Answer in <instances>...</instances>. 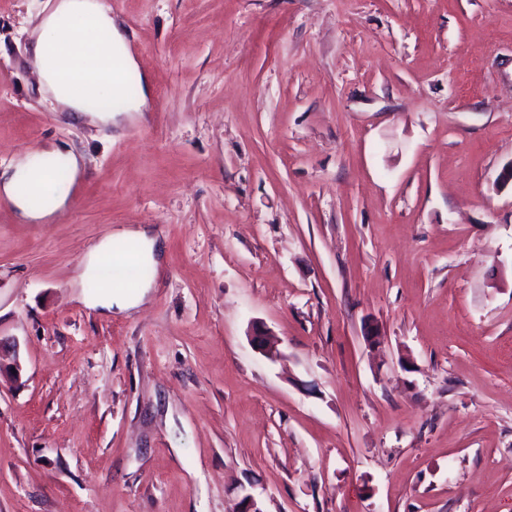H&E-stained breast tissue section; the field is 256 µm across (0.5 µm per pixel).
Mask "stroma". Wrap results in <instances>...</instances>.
I'll list each match as a JSON object with an SVG mask.
<instances>
[{"mask_svg":"<svg viewBox=\"0 0 512 512\" xmlns=\"http://www.w3.org/2000/svg\"><path fill=\"white\" fill-rule=\"evenodd\" d=\"M54 4L0 0V170L84 158L53 221L0 195V512H512V0H108L110 125L28 63ZM126 245L135 251L139 259L153 265L156 264L154 259L156 239L151 237L146 230L127 231L101 244L97 253L89 258L86 273L95 275L99 267L103 266L107 261H112V256L114 258Z\"/></svg>","mask_w":512,"mask_h":512,"instance_id":"35a3bbf8","label":"stroma"}]
</instances>
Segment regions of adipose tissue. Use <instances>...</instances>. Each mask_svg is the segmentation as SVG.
Here are the masks:
<instances>
[{
	"instance_id": "ef3b65f1",
	"label": "adipose tissue",
	"mask_w": 512,
	"mask_h": 512,
	"mask_svg": "<svg viewBox=\"0 0 512 512\" xmlns=\"http://www.w3.org/2000/svg\"><path fill=\"white\" fill-rule=\"evenodd\" d=\"M30 61L35 66L47 93L57 104L76 114L93 113L110 122L108 109H91L89 94L111 97L116 91L117 70H136L126 50V39L98 0H58L54 10L31 35ZM32 161L20 162L14 170L0 172V194L19 210L22 218L43 220L61 211L67 202L59 195L46 206L32 202L21 187L33 172ZM132 248L141 260L153 261L156 240L147 231H127L103 242L87 264L89 273L110 261L114 252Z\"/></svg>"
}]
</instances>
